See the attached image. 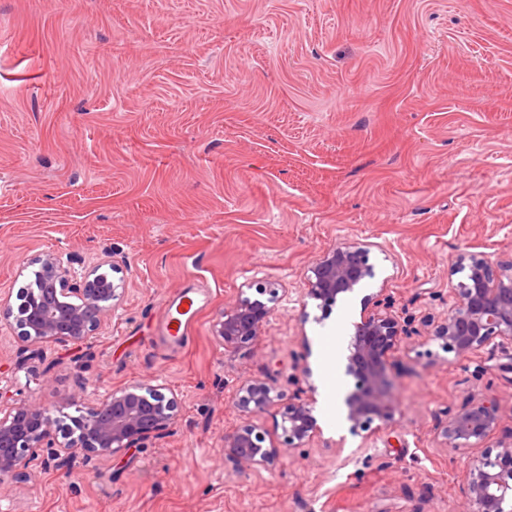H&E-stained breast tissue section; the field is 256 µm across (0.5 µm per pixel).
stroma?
<instances>
[{"mask_svg": "<svg viewBox=\"0 0 512 512\" xmlns=\"http://www.w3.org/2000/svg\"><path fill=\"white\" fill-rule=\"evenodd\" d=\"M355 241L374 276L337 306L403 326L400 413L293 448L281 415L322 386L317 338L336 319L303 290ZM49 251L79 268L114 256L126 290L86 344L39 360L0 318V400L71 414L154 381L179 417L66 474L44 449L29 482L0 481V512H455L473 452L440 448L438 420L472 392L512 426V374L431 338L452 259L512 260V0H0V297ZM260 288L277 305L258 340L219 344L225 309ZM182 292L199 313L168 347ZM256 378L279 399L251 418L236 401ZM248 424L284 450L257 472L224 453Z\"/></svg>", "mask_w": 512, "mask_h": 512, "instance_id": "35a3bbf8", "label": "stroma"}]
</instances>
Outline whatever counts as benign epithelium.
<instances>
[{
  "mask_svg": "<svg viewBox=\"0 0 512 512\" xmlns=\"http://www.w3.org/2000/svg\"><path fill=\"white\" fill-rule=\"evenodd\" d=\"M371 242L340 243L329 249L312 269L306 296L329 308L374 275L368 263ZM39 269L34 281L22 289L18 304L0 302V313L10 320L16 336L31 345L82 344L102 325L118 305L125 289L96 264L78 274L54 253L35 260ZM453 272L464 279L450 284L453 304L432 339L457 358L482 349L493 358L505 359L502 369L512 373V262H497L483 252L457 256ZM247 296L224 310L216 336L226 347H241L257 339L273 308ZM403 333L389 312L375 310L354 323L348 342L346 373L355 379L344 399L349 432H366L378 421L386 426L398 413L392 400L393 380L389 353ZM315 387L307 385V398L288 404L281 428L293 447H300L318 431L313 414ZM274 388L265 381L242 385L238 405L249 416L266 413L277 401ZM71 424L60 425L53 411L36 403L0 407V479L17 482L31 478L29 468L43 448H53L54 465L70 466L81 452L88 458L108 461L145 442L164 437L175 424L178 401L149 382L116 389L92 405L76 406ZM502 408L494 399L469 394L460 404L448 407L446 418L436 425L441 448L458 451L478 448L500 430ZM497 454L485 452L473 459L466 482L460 487L458 512H512V428ZM252 426L224 437V454L243 469L272 465L281 454L274 444Z\"/></svg>",
  "mask_w": 512,
  "mask_h": 512,
  "instance_id": "obj_1",
  "label": "benign epithelium"
}]
</instances>
